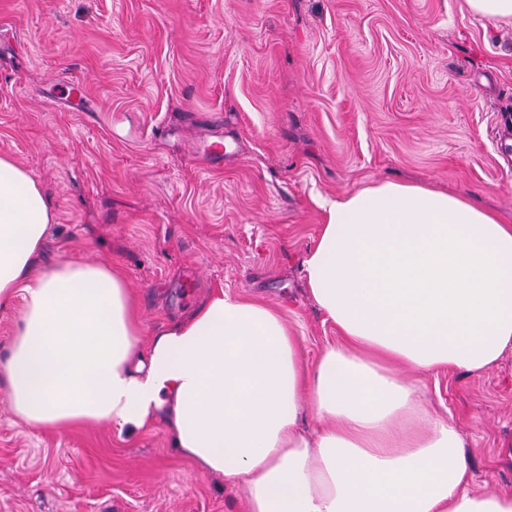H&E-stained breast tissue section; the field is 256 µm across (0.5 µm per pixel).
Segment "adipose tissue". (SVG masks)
<instances>
[{
	"instance_id": "obj_1",
	"label": "adipose tissue",
	"mask_w": 512,
	"mask_h": 512,
	"mask_svg": "<svg viewBox=\"0 0 512 512\" xmlns=\"http://www.w3.org/2000/svg\"><path fill=\"white\" fill-rule=\"evenodd\" d=\"M323 206L304 268L338 338L309 364L261 300L223 290L147 337L119 271L35 270L54 215L0 156V310L18 311L0 377L14 415L35 429L162 422L198 472L242 488L247 512H512V490H469L471 455L423 384L512 356V225L418 184Z\"/></svg>"
}]
</instances>
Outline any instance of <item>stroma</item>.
I'll return each instance as SVG.
<instances>
[{"mask_svg":"<svg viewBox=\"0 0 512 512\" xmlns=\"http://www.w3.org/2000/svg\"><path fill=\"white\" fill-rule=\"evenodd\" d=\"M0 155L54 213L38 267L119 269L147 331L220 288L263 299L312 363L336 340L303 264L324 198L423 184L512 224V26L464 0H0ZM426 398L472 490H511L512 362L439 371ZM0 512L245 505L163 426L33 429L0 384Z\"/></svg>","mask_w":512,"mask_h":512,"instance_id":"stroma-1","label":"stroma"}]
</instances>
